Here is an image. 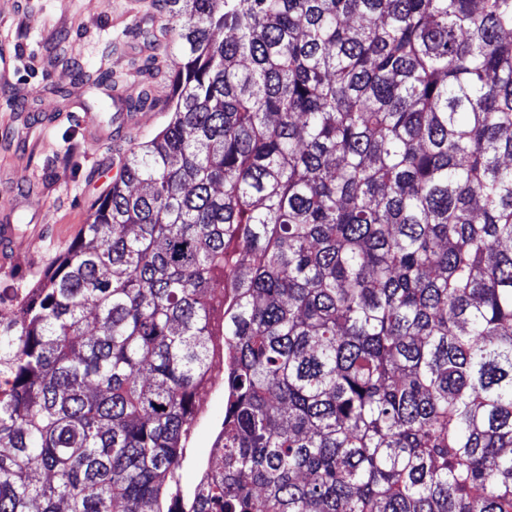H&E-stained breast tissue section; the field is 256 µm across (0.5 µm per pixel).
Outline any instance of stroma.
I'll list each match as a JSON object with an SVG mask.
<instances>
[{
  "mask_svg": "<svg viewBox=\"0 0 512 512\" xmlns=\"http://www.w3.org/2000/svg\"><path fill=\"white\" fill-rule=\"evenodd\" d=\"M170 18L161 0H0V217L11 214L16 259L0 270V296L10 299L44 278L90 222L91 205L112 187L124 153L152 139L169 122L171 95L164 75L176 57ZM105 74L110 85L89 93L86 75ZM131 96L147 92L157 108L121 144L105 132L85 134L91 96L111 86ZM224 419V387L215 383L199 401L198 423L186 449L184 484L195 485Z\"/></svg>",
  "mask_w": 512,
  "mask_h": 512,
  "instance_id": "35a3bbf8",
  "label": "stroma"
}]
</instances>
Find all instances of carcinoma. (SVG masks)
I'll return each instance as SVG.
<instances>
[{"label": "carcinoma", "mask_w": 512, "mask_h": 512, "mask_svg": "<svg viewBox=\"0 0 512 512\" xmlns=\"http://www.w3.org/2000/svg\"><path fill=\"white\" fill-rule=\"evenodd\" d=\"M165 2L170 121L0 305V512H512V0ZM199 409V420L187 445L186 460L181 472L182 481L187 486L195 485L200 479L199 464L210 458L213 443L224 420V387L220 380L200 397Z\"/></svg>", "instance_id": "obj_1"}]
</instances>
